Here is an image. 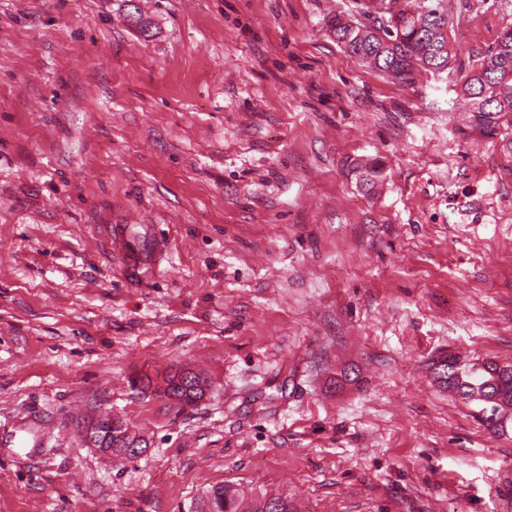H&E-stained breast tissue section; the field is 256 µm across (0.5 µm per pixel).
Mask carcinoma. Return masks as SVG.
<instances>
[{"label": "carcinoma", "instance_id": "cac0c4a2", "mask_svg": "<svg viewBox=\"0 0 512 512\" xmlns=\"http://www.w3.org/2000/svg\"><path fill=\"white\" fill-rule=\"evenodd\" d=\"M127 2L126 18L146 38L151 36L149 22L141 17L136 0ZM449 4L447 0L436 3L425 10L413 12L408 3L393 13L384 9V14L375 16L373 30L366 23H342L335 16L330 25L336 41L352 58L370 66L380 73L404 84L414 83L418 76L450 72L455 64V54L448 28ZM461 91L470 100L472 111L480 120L491 119L512 112V35L500 37L479 65L459 73ZM177 373L164 379L180 405H193L204 395V389H184L174 384ZM489 374L462 368L458 384L452 391L478 408L481 422L492 428L496 402L492 394L497 388L488 386ZM274 500L276 512H294L286 496L270 497L255 494L249 498L239 489L219 484L211 487L202 497V507L197 512H269L268 501Z\"/></svg>", "mask_w": 512, "mask_h": 512}]
</instances>
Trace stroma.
Returning a JSON list of instances; mask_svg holds the SVG:
<instances>
[{"instance_id": "35a3bbf8", "label": "stroma", "mask_w": 512, "mask_h": 512, "mask_svg": "<svg viewBox=\"0 0 512 512\" xmlns=\"http://www.w3.org/2000/svg\"><path fill=\"white\" fill-rule=\"evenodd\" d=\"M138 4L147 39L123 0H0V427L42 442L0 447V512H512V431L432 374L512 363V114L351 58L328 22L376 0ZM451 18L467 70L512 0ZM104 412L146 452L86 447ZM202 507L196 512H271L268 501L274 500V512H294L288 496L270 497L267 493L254 494L247 498L239 489L228 484L212 486L202 497Z\"/></svg>"}]
</instances>
